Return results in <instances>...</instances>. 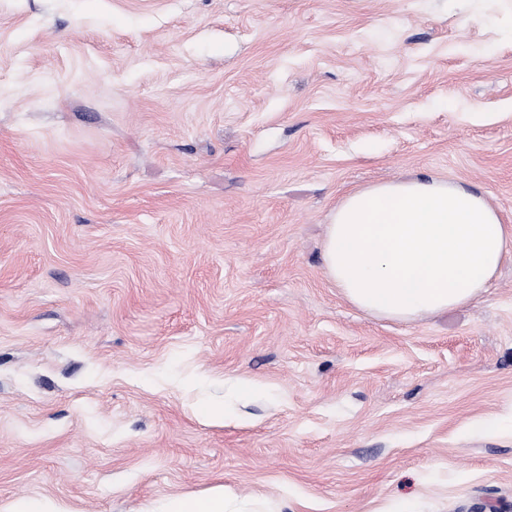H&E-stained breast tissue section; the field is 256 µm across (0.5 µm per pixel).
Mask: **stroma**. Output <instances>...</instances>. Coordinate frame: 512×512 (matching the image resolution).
Segmentation results:
<instances>
[{"mask_svg":"<svg viewBox=\"0 0 512 512\" xmlns=\"http://www.w3.org/2000/svg\"><path fill=\"white\" fill-rule=\"evenodd\" d=\"M421 175L512 225V0H0V505L512 512V260L413 322L323 266ZM266 500H241L224 488L198 495H177L143 512H278ZM2 512H68L60 502L51 498H20L0 505Z\"/></svg>","mask_w":512,"mask_h":512,"instance_id":"obj_1","label":"stroma"}]
</instances>
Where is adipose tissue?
I'll use <instances>...</instances> for the list:
<instances>
[{
	"mask_svg": "<svg viewBox=\"0 0 512 512\" xmlns=\"http://www.w3.org/2000/svg\"><path fill=\"white\" fill-rule=\"evenodd\" d=\"M512 258V225L486 199L439 179L379 183L348 194L327 226L323 263L354 306L410 321L477 299ZM151 512H272L218 489L177 495Z\"/></svg>",
	"mask_w": 512,
	"mask_h": 512,
	"instance_id": "obj_1",
	"label": "adipose tissue"
}]
</instances>
